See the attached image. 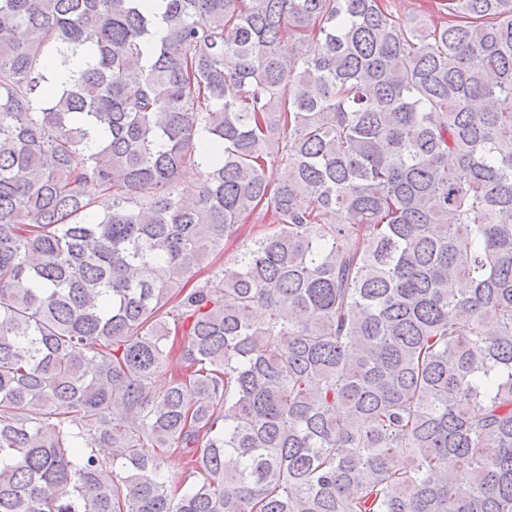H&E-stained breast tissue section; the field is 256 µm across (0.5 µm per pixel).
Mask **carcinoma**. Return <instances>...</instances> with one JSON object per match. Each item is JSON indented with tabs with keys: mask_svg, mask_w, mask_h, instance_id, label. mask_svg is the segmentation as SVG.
I'll use <instances>...</instances> for the list:
<instances>
[{
	"mask_svg": "<svg viewBox=\"0 0 512 512\" xmlns=\"http://www.w3.org/2000/svg\"><path fill=\"white\" fill-rule=\"evenodd\" d=\"M387 2L0 0V512H512V0ZM389 10L396 16H418L432 21L434 14L432 1L434 0H388Z\"/></svg>",
	"mask_w": 512,
	"mask_h": 512,
	"instance_id": "cac0c4a2",
	"label": "carcinoma"
}]
</instances>
